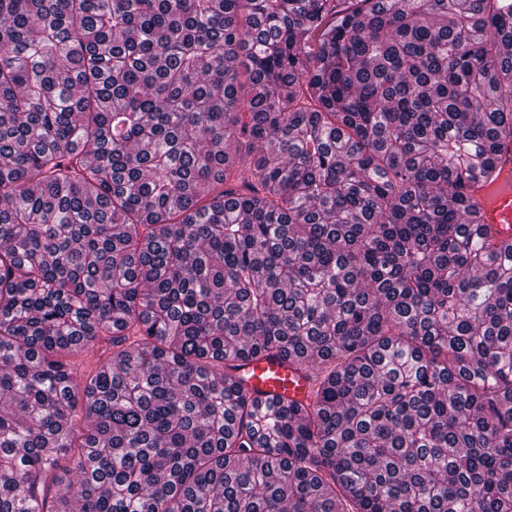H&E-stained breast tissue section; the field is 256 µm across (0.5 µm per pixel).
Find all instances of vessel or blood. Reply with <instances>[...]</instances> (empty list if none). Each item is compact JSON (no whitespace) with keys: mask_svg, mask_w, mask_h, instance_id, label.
Returning <instances> with one entry per match:
<instances>
[{"mask_svg":"<svg viewBox=\"0 0 512 512\" xmlns=\"http://www.w3.org/2000/svg\"><path fill=\"white\" fill-rule=\"evenodd\" d=\"M470 197L478 206L482 224L490 227L496 239L512 237V190L500 183L490 186H473ZM243 370L249 376L248 386L259 397L305 398L312 383L304 372L287 359L248 362Z\"/></svg>","mask_w":512,"mask_h":512,"instance_id":"vessel-or-blood-1","label":"vessel or blood"}]
</instances>
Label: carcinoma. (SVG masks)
Masks as SVG:
<instances>
[{"mask_svg":"<svg viewBox=\"0 0 512 512\" xmlns=\"http://www.w3.org/2000/svg\"><path fill=\"white\" fill-rule=\"evenodd\" d=\"M509 45L512 0H0V512H512ZM278 357L309 399L244 388ZM501 175L492 186L480 187L474 184L470 197L478 206L482 224L490 227L495 233V242L512 237V190L501 188L505 180L511 182L512 177V146L508 145L498 155ZM111 351L103 340L96 347L69 358L70 367L77 376L87 377L109 356Z\"/></svg>","mask_w":512,"mask_h":512,"instance_id":"obj_1","label":"carcinoma"}]
</instances>
